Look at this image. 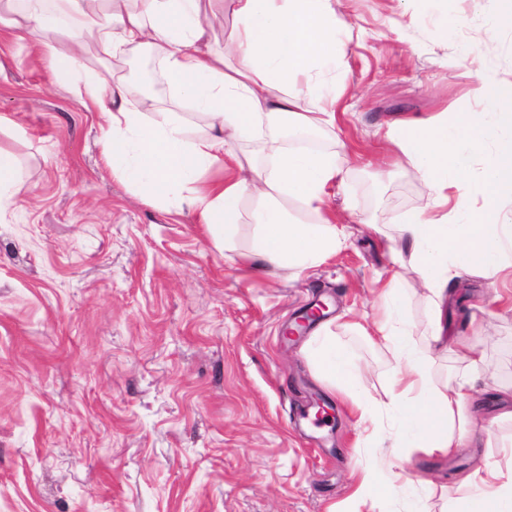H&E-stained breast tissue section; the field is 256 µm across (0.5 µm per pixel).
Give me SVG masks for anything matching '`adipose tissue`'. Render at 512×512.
<instances>
[{"label": "adipose tissue", "mask_w": 512, "mask_h": 512, "mask_svg": "<svg viewBox=\"0 0 512 512\" xmlns=\"http://www.w3.org/2000/svg\"><path fill=\"white\" fill-rule=\"evenodd\" d=\"M224 8L238 25L216 51L207 13ZM0 33L44 36L53 77L84 109L103 116L104 152L113 172L150 201L168 204L182 192L199 222L229 242L238 232L243 200L251 199L256 255L273 268L300 273L344 248L348 230L326 206L343 177L335 153L275 143L282 130L336 123L334 100L341 89L333 90V102L312 112L301 109L306 99L320 97L347 52L336 29V0H0ZM143 51L159 65L176 109L144 114L143 98L121 70L126 58ZM494 52L487 43L465 56L485 100L482 111L403 123L387 132L431 191L426 204L397 217L395 225L436 307L459 272L478 270L491 278L512 268V225L502 221L496 203L498 196L512 197V88L500 89L488 74L486 61ZM183 106L204 116L203 135L190 136L179 112ZM246 142L272 143L269 164L242 161L237 148ZM488 142L494 154L481 181L489 202L473 212L466 195L468 151ZM216 167L223 177L204 181ZM452 188L458 192L453 201ZM30 189L15 156L0 148V212ZM285 200L315 214V222L290 219L281 206ZM450 201L461 223L435 216V208ZM403 295L388 285L383 316L374 324V337L397 361L386 400L362 391L359 368L331 333L314 336L307 357L319 379L348 396L361 418L377 411L392 417L402 430L398 447L446 455L465 446L479 413L471 401L473 381L438 388L395 316ZM496 477L480 468L470 473L463 481L469 495L458 512H512V482L499 486ZM400 479L392 457L381 456L364 468L358 492L386 499Z\"/></svg>", "instance_id": "obj_1"}]
</instances>
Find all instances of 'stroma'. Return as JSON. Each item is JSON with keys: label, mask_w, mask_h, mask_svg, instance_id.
<instances>
[{"label": "stroma", "mask_w": 512, "mask_h": 512, "mask_svg": "<svg viewBox=\"0 0 512 512\" xmlns=\"http://www.w3.org/2000/svg\"><path fill=\"white\" fill-rule=\"evenodd\" d=\"M336 15L345 91L317 138L344 166L328 205L350 236L299 276L259 269L251 201L226 245L113 174L103 117L54 80L40 36L0 39V148L31 185L0 214V512H444L464 474H512V422H489L493 390L512 384V279L462 273L433 310L387 253L405 249L392 217L430 189L385 138L398 121L479 110L463 55L485 38L489 71L511 83L512 26L499 0H338ZM394 275L436 384L469 374L463 345L479 361L481 419L450 455L393 453L385 416L358 421L304 354L329 330L383 397L395 362L359 329ZM315 401L321 427L302 417ZM384 454L408 486L359 499Z\"/></svg>", "instance_id": "stroma-1"}]
</instances>
